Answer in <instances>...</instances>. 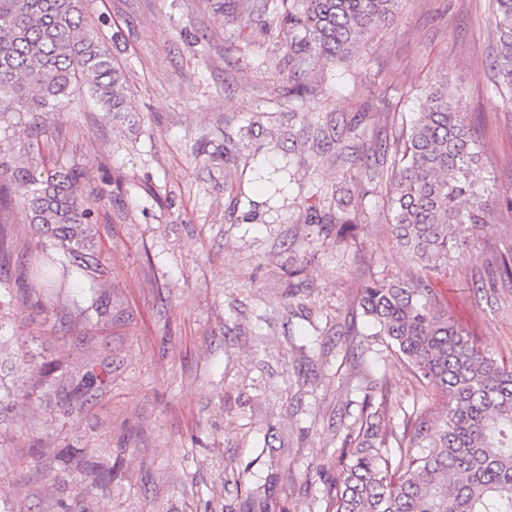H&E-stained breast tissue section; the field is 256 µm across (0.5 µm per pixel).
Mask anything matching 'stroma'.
<instances>
[{
	"instance_id": "stroma-1",
	"label": "stroma",
	"mask_w": 512,
	"mask_h": 512,
	"mask_svg": "<svg viewBox=\"0 0 512 512\" xmlns=\"http://www.w3.org/2000/svg\"><path fill=\"white\" fill-rule=\"evenodd\" d=\"M221 2L82 0L90 27L115 41L134 114L111 117L75 94L71 109L49 115L48 137L25 163H75L100 188V265L77 287L29 294L16 274L39 261L42 237L13 209L0 289L16 301L0 307V353H26L10 375L20 386L31 383L29 366L65 379L88 358L105 380L81 405L67 389L34 392L50 426L21 433L0 421V487H26L17 512H44L48 484L70 512H93L70 476L30 464L38 449L67 447L117 461L111 512H243L256 487L268 512H325L367 378H386L393 409L442 406L367 335L359 286L415 264L390 238L383 180L354 181L342 154L391 139L444 76L484 148L482 176L512 199V112L487 95L491 0H402L345 63L306 76L317 116L359 124L354 135L328 134L315 157L292 139L302 122L290 114L287 63L269 69L275 36L249 26L251 0H237L242 25L231 32ZM228 135L238 150L231 175ZM285 154L297 165L277 212L230 190L248 181L253 157ZM340 218L353 230L337 234ZM491 221L465 260L426 283L478 345L508 359L512 288L488 296L482 286L493 256L512 250V210L494 206ZM90 289L102 305L89 321Z\"/></svg>"
}]
</instances>
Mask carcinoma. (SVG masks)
Wrapping results in <instances>:
<instances>
[{
	"mask_svg": "<svg viewBox=\"0 0 512 512\" xmlns=\"http://www.w3.org/2000/svg\"><path fill=\"white\" fill-rule=\"evenodd\" d=\"M401 0H255L250 22L278 32L290 76L300 79L346 60L366 34L387 23ZM496 33L490 94L512 108V0H494ZM84 89L104 112L133 111L124 76L110 50L84 20L81 0H0V120L22 136L0 143V212L22 207L53 248L43 259L41 286L64 289L76 274L96 270L91 190L77 167L35 175L19 158L47 135L43 113L58 112ZM300 141L318 154L325 131L308 119ZM394 157L387 191L391 239L416 260L406 278H374L360 288L359 306L372 336L432 394L444 399L433 421L423 413L392 426L395 412L379 383L349 425L354 448L344 455L328 512H512V364L477 345L428 301L421 272L438 270L492 229L496 201L479 175L481 150L462 112V94L441 77L424 92L420 111L384 148ZM293 160L256 168V188L269 205L288 188ZM0 362V414L20 407L27 391L6 382ZM85 371L77 390L102 384ZM397 443L400 459L384 448ZM54 469L73 474L80 490L98 495L110 512L112 467L77 448H54Z\"/></svg>",
	"mask_w": 512,
	"mask_h": 512,
	"instance_id": "obj_1",
	"label": "carcinoma"
}]
</instances>
